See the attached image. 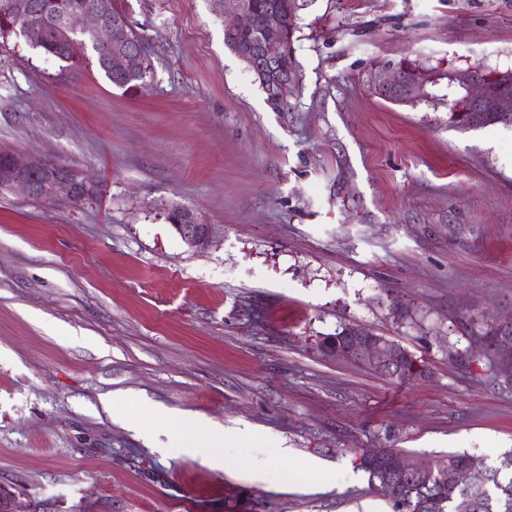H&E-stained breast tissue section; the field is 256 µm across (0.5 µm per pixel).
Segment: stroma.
I'll use <instances>...</instances> for the list:
<instances>
[{
    "label": "stroma",
    "mask_w": 512,
    "mask_h": 512,
    "mask_svg": "<svg viewBox=\"0 0 512 512\" xmlns=\"http://www.w3.org/2000/svg\"><path fill=\"white\" fill-rule=\"evenodd\" d=\"M152 79L108 81L0 35V150L97 182L0 189V493L16 512H391L362 451L512 450V387L466 360L512 315V127L394 105L402 59L512 69V0H312L301 83L274 110L209 0H121ZM217 230L188 246L166 220ZM358 325L424 359L398 383L318 350ZM123 398L120 412L103 407ZM223 429V465L181 451ZM168 214L179 212L184 214L181 221H171L172 226L191 248H203L216 236L213 224H207L201 216L191 208L168 209ZM205 425L201 421L188 418L183 426V430L178 435V441L183 448H209L210 452H215L218 448L224 446L223 429H211L206 435L200 433L199 428Z\"/></svg>",
    "instance_id": "obj_1"
}]
</instances>
